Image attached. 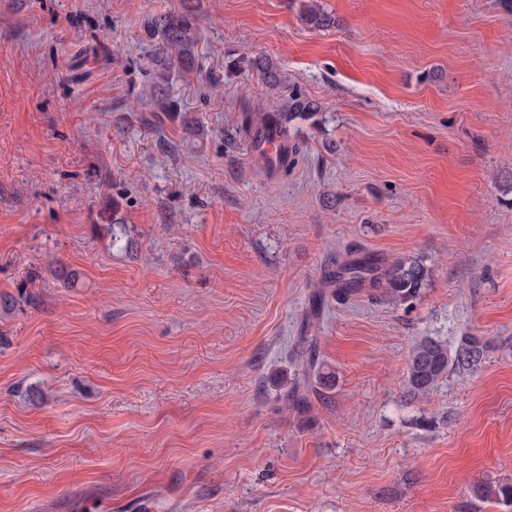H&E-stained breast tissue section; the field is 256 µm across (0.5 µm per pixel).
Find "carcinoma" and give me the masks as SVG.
<instances>
[{"mask_svg": "<svg viewBox=\"0 0 512 512\" xmlns=\"http://www.w3.org/2000/svg\"><path fill=\"white\" fill-rule=\"evenodd\" d=\"M301 15L305 24L314 29L333 26L336 20L317 4H303ZM193 22L189 15H162L150 26V37L159 40V50L165 53L161 69L152 70L154 85L162 86L174 69L189 70L194 65ZM247 67L259 71L271 86L286 82L281 66L273 58L260 55L246 59ZM320 107L304 95L300 89L288 85V99L275 112L255 115L247 112L239 131L260 144L265 140L281 139L288 146V123L294 119L314 117ZM430 280V270L417 259L387 260L360 247L349 251L347 258L329 271L324 285L327 293L338 302H347L366 295L370 298H388L408 302L420 295ZM325 293L319 294L324 300ZM28 297L26 285L16 286V293L0 292V314H9L20 301ZM487 343L480 336H464L453 350L431 338L420 340L408 358L405 392L412 400L421 399L433 392L442 379L452 370H473L485 358ZM296 372L284 394L285 403L300 417L312 409L315 385L332 387L334 376L323 371V362L314 336L300 337L295 352ZM476 497L482 502L495 503L512 508V483H481L476 487Z\"/></svg>", "mask_w": 512, "mask_h": 512, "instance_id": "carcinoma-1", "label": "carcinoma"}]
</instances>
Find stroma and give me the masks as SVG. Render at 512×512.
Instances as JSON below:
<instances>
[{
    "instance_id": "stroma-1",
    "label": "stroma",
    "mask_w": 512,
    "mask_h": 512,
    "mask_svg": "<svg viewBox=\"0 0 512 512\" xmlns=\"http://www.w3.org/2000/svg\"><path fill=\"white\" fill-rule=\"evenodd\" d=\"M0 0V512H462L512 481V12L503 0ZM193 9L155 117L148 19ZM321 107L282 169L238 133ZM121 224H113V215ZM359 246L412 304L311 309ZM78 271L65 287L52 266ZM336 383L283 395L301 333ZM489 343L404 395L430 337ZM301 15L305 24L314 29H324L332 27L336 20L332 15L326 13L317 4L304 3L301 10ZM247 67L259 71L266 82L271 86L285 84L286 76L281 73V66L268 55H260L254 58H248L245 61Z\"/></svg>"
}]
</instances>
